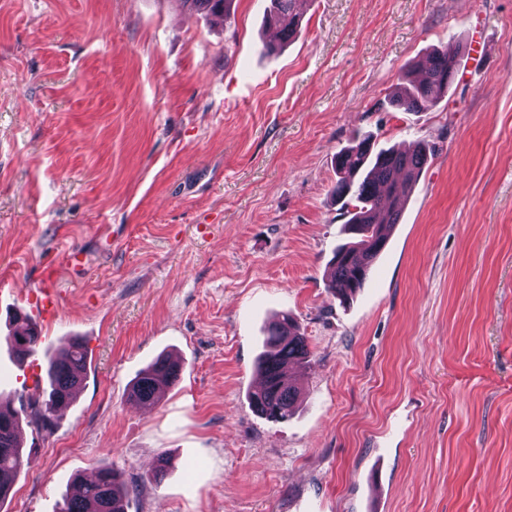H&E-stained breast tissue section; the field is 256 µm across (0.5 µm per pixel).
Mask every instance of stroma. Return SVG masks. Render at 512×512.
<instances>
[{
    "instance_id": "35a3bbf8",
    "label": "stroma",
    "mask_w": 512,
    "mask_h": 512,
    "mask_svg": "<svg viewBox=\"0 0 512 512\" xmlns=\"http://www.w3.org/2000/svg\"><path fill=\"white\" fill-rule=\"evenodd\" d=\"M269 5L0 0V401L72 337L91 356L51 429L23 424L0 512H59L101 465L136 485L127 512H512V0H308L275 56ZM450 47L447 94L395 109ZM364 136L433 154L343 305L334 156ZM41 285L58 313L19 359ZM284 312L312 363L272 423L249 394ZM163 353L178 380L132 408ZM233 1L234 0H181L183 5L190 9L207 15L223 17L225 20L230 19ZM458 71L457 55L448 49H434L428 58L410 67L397 84L390 103L402 112H420L448 92ZM15 321L21 322L19 330L6 336V343L19 355L23 357L31 355L40 342V333L36 325L31 323L28 318L16 316Z\"/></svg>"
}]
</instances>
